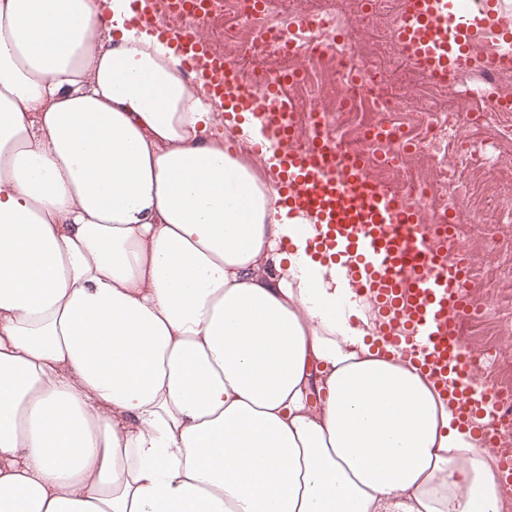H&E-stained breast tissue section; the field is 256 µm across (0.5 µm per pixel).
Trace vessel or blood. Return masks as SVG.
<instances>
[{
	"label": "vessel or blood",
	"instance_id": "vessel-or-blood-1",
	"mask_svg": "<svg viewBox=\"0 0 512 512\" xmlns=\"http://www.w3.org/2000/svg\"><path fill=\"white\" fill-rule=\"evenodd\" d=\"M491 0H408L396 37L428 77L447 82L467 64L471 45L492 39L493 67H512V35ZM184 69L203 74L204 90L235 108L254 110L258 98L238 65L214 55L190 26L168 32ZM285 112L264 118L283 151L281 203L311 216L322 234L309 244L337 257L336 272L351 294L345 307L373 303L383 321L385 342L407 346L443 384H449L470 416L475 396L474 365L461 346V321L468 312L462 249H450L447 225L421 224L418 204L389 192L360 158L344 155L319 123L308 129L287 125Z\"/></svg>",
	"mask_w": 512,
	"mask_h": 512
}]
</instances>
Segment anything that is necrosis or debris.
Returning <instances> with one entry per match:
<instances>
[{
	"instance_id": "1",
	"label": "necrosis or debris",
	"mask_w": 512,
	"mask_h": 512,
	"mask_svg": "<svg viewBox=\"0 0 512 512\" xmlns=\"http://www.w3.org/2000/svg\"><path fill=\"white\" fill-rule=\"evenodd\" d=\"M211 14L226 20L223 42L213 45L226 60L236 62L268 48L277 50L274 62L262 63L248 72L255 89H262L275 70H287L289 60H303L298 82L302 96L316 102L317 113L329 117L343 114L347 135L339 145L345 152L383 157L376 173L384 185L397 188L402 183L403 140H412L420 153L439 148L440 125L430 120L424 106L406 109L400 96L386 89L380 68L372 67L364 77H353V69L365 61L368 51L340 39V32L346 31L350 23L335 11L329 9L315 17L300 10L285 15L257 7L255 0H213ZM287 44L292 50L286 55L282 48ZM366 110L375 112L376 120L362 121L360 114ZM419 190L418 219L424 224L442 223L449 208L468 197L466 184L452 177L441 178L432 169L421 176ZM469 295L478 321H485L491 308L512 311V283L495 284L473 274L469 277ZM491 385L501 400L493 417L499 438L492 449L499 455H512V374L497 372Z\"/></svg>"
}]
</instances>
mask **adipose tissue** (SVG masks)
Listing matches in <instances>:
<instances>
[{
    "label": "adipose tissue",
    "mask_w": 512,
    "mask_h": 512,
    "mask_svg": "<svg viewBox=\"0 0 512 512\" xmlns=\"http://www.w3.org/2000/svg\"><path fill=\"white\" fill-rule=\"evenodd\" d=\"M130 0H0V512H500L483 430ZM224 113V129L227 133V140L225 145L231 147L234 151H238L241 158L244 160H249L255 163L254 158L260 154V146L255 145L251 146L249 143L241 140L239 135L235 133L237 125L232 124L233 121H236L240 118V115L236 113V118H232L229 112ZM229 121L230 125H227L225 122ZM259 148V152H258Z\"/></svg>",
    "instance_id": "1"
}]
</instances>
